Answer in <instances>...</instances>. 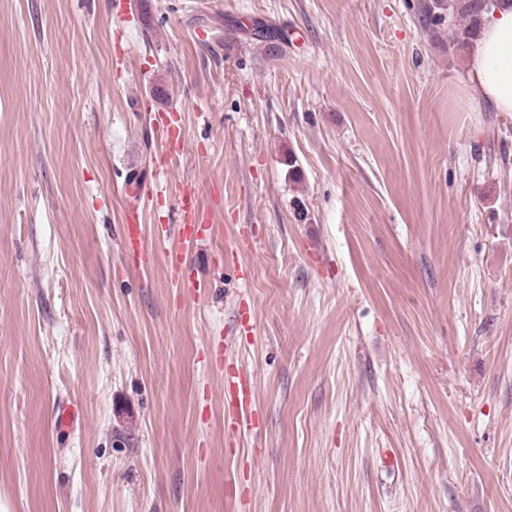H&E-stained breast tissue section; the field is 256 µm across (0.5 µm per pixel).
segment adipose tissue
I'll return each mask as SVG.
<instances>
[{
  "label": "adipose tissue",
  "mask_w": 512,
  "mask_h": 512,
  "mask_svg": "<svg viewBox=\"0 0 512 512\" xmlns=\"http://www.w3.org/2000/svg\"><path fill=\"white\" fill-rule=\"evenodd\" d=\"M462 83L467 95L512 114V0H497L484 14Z\"/></svg>",
  "instance_id": "adipose-tissue-1"
}]
</instances>
